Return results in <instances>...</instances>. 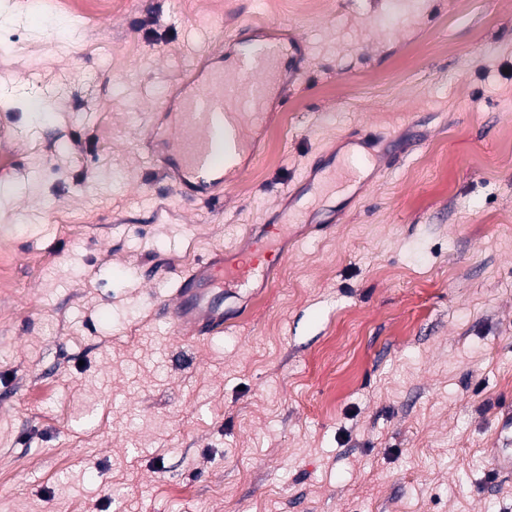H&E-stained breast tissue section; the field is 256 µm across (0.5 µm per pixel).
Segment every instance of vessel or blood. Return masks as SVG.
<instances>
[{"instance_id":"b4317fda","label":"vessel or blood","mask_w":512,"mask_h":512,"mask_svg":"<svg viewBox=\"0 0 512 512\" xmlns=\"http://www.w3.org/2000/svg\"><path fill=\"white\" fill-rule=\"evenodd\" d=\"M239 64L230 74L217 71L196 75L183 86L182 123L175 154L165 157V166L181 173L178 193L182 199L214 197L221 188V174L240 152L244 139L239 127L224 123L226 106L253 95L266 96L268 77L276 61L267 49L256 43L254 29H238ZM262 236H248L245 254L216 250L206 259L179 273L168 296L157 306V313L186 340H198L224 328V307L210 293L211 288H240L250 279L268 280L282 259V251H269L261 245Z\"/></svg>"}]
</instances>
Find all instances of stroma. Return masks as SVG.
<instances>
[{"mask_svg": "<svg viewBox=\"0 0 512 512\" xmlns=\"http://www.w3.org/2000/svg\"><path fill=\"white\" fill-rule=\"evenodd\" d=\"M26 2L0 0V512H512V0H120L63 28ZM248 21L282 53L262 116L223 201L183 200L150 131ZM32 77L68 86L49 121ZM315 161L327 193L283 200ZM287 208L223 332L156 316Z\"/></svg>", "mask_w": 512, "mask_h": 512, "instance_id": "obj_1", "label": "stroma"}]
</instances>
